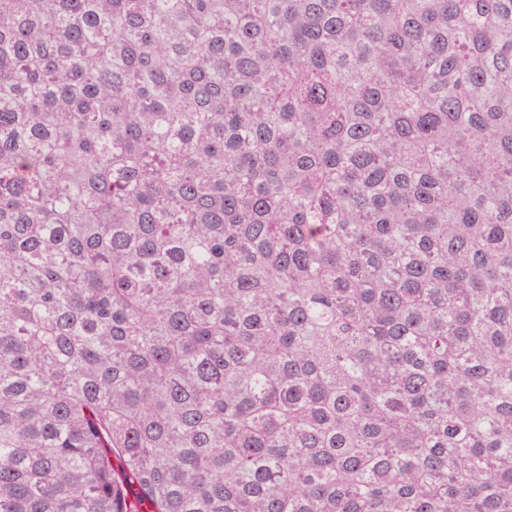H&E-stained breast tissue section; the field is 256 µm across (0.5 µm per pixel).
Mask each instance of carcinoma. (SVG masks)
<instances>
[{
  "label": "carcinoma",
  "instance_id": "cac0c4a2",
  "mask_svg": "<svg viewBox=\"0 0 512 512\" xmlns=\"http://www.w3.org/2000/svg\"><path fill=\"white\" fill-rule=\"evenodd\" d=\"M0 512H512V0H0Z\"/></svg>",
  "mask_w": 512,
  "mask_h": 512
}]
</instances>
